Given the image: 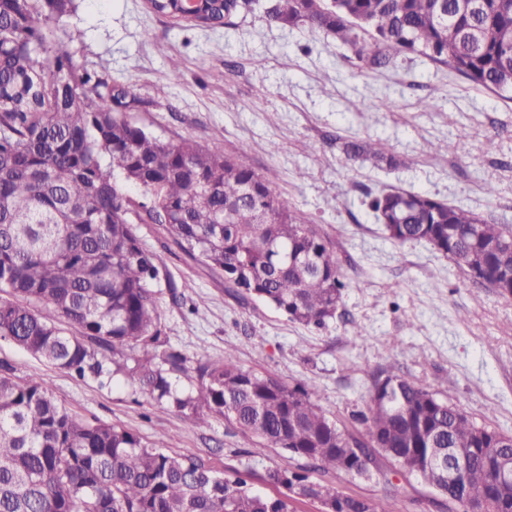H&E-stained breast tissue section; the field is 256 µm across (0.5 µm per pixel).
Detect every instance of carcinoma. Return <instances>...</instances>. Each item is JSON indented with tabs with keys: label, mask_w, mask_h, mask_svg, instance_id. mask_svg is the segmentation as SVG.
<instances>
[{
	"label": "carcinoma",
	"mask_w": 512,
	"mask_h": 512,
	"mask_svg": "<svg viewBox=\"0 0 512 512\" xmlns=\"http://www.w3.org/2000/svg\"><path fill=\"white\" fill-rule=\"evenodd\" d=\"M178 25L215 29L241 10L336 39L359 66L383 71L399 56L448 68L512 101V0H208L189 9L147 0ZM75 0H0V338L82 380L137 378L160 404L197 422L220 416L304 461L273 468L270 497L202 459L174 456L109 422L81 419L41 377L18 381L0 362V512H395L388 498L346 495L312 471L383 476L397 463L444 497L448 512H512V434L477 424L396 364L373 384L343 431L312 386L289 387L242 368L233 352L199 360L196 392L176 381L190 359L167 348L151 285L159 258L130 214L165 224L224 280L305 326L336 317L346 283L331 242L288 196L238 160L191 142L172 144L128 118L141 101L105 70L81 66L69 42L48 40ZM349 160L396 169L374 140H345ZM395 243L426 242L472 279L512 297V226L400 189L368 195ZM465 461L448 480L438 462Z\"/></svg>",
	"instance_id": "cac0c4a2"
}]
</instances>
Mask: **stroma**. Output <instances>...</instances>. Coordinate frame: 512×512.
<instances>
[{"label": "stroma", "mask_w": 512, "mask_h": 512, "mask_svg": "<svg viewBox=\"0 0 512 512\" xmlns=\"http://www.w3.org/2000/svg\"><path fill=\"white\" fill-rule=\"evenodd\" d=\"M76 5L64 24L75 57L90 69L108 60L109 80L142 100L132 119L162 140L237 158L265 178L331 241L347 282L335 320L305 327L226 283L164 225H137L143 246L161 258L157 304L171 347L212 361L231 348L244 369L315 385L318 405L358 437L366 434L356 415L367 408L372 376L392 363L477 423L512 434V299L428 244L393 243L366 206L368 193L395 186L512 225V106L413 56L383 72L360 68L332 37L281 27L258 12L209 29L179 26L148 12L144 0ZM173 58L182 69L176 82L166 78ZM426 96L437 103L433 111L417 107ZM461 129L468 138L457 150L433 152ZM339 136L380 141L402 165L348 160ZM487 182L496 196L484 193ZM462 309L468 320L458 319ZM0 361L14 378L48 379L72 413L163 441L168 453L201 458L261 493L280 492L267 480L270 468L296 465L223 418L186 420L127 376L106 386L78 380L4 340ZM383 469L390 484L334 473L327 480L354 497L392 495L397 512H444L439 495L397 464Z\"/></svg>", "instance_id": "obj_1"}]
</instances>
